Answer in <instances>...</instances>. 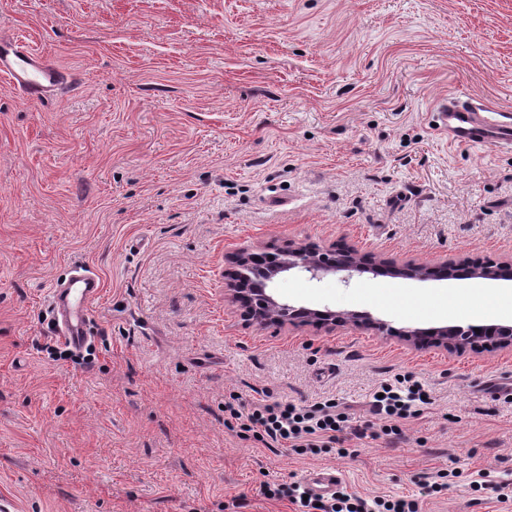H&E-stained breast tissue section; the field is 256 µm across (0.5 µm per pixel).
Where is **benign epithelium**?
Instances as JSON below:
<instances>
[{
	"mask_svg": "<svg viewBox=\"0 0 512 512\" xmlns=\"http://www.w3.org/2000/svg\"><path fill=\"white\" fill-rule=\"evenodd\" d=\"M232 265L230 280L224 284V301L235 303L250 297L249 315L255 322L266 326L306 327L314 331H332L346 324L370 328L395 338L408 346L429 345L450 354L461 356L481 349H512V326H496L494 332L483 336L467 326L432 327L428 329L395 328L368 314L316 310L295 307L276 300L267 293L269 283L280 274L298 270L310 274L312 279L336 272L364 273L367 268L355 247L336 254L327 250H312L290 246L275 254H264L243 245L226 254ZM386 270L419 281L443 278L448 280H503L512 278V260L499 263L474 264L466 258L443 259L436 263H422L413 258L401 263L385 262Z\"/></svg>",
	"mask_w": 512,
	"mask_h": 512,
	"instance_id": "obj_1",
	"label": "benign epithelium"
}]
</instances>
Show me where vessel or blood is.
Wrapping results in <instances>:
<instances>
[{
  "mask_svg": "<svg viewBox=\"0 0 512 512\" xmlns=\"http://www.w3.org/2000/svg\"><path fill=\"white\" fill-rule=\"evenodd\" d=\"M0 80L22 98L38 101L70 85L72 76L39 56L20 36L0 38ZM449 136L458 143L480 146L512 145V114L458 96L443 107ZM102 290L99 277L76 268L64 281L55 283L51 302L56 310V333L70 346L82 347L88 339L90 306Z\"/></svg>",
  "mask_w": 512,
  "mask_h": 512,
  "instance_id": "1",
  "label": "vessel or blood"
}]
</instances>
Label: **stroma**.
<instances>
[{
	"label": "stroma",
	"instance_id": "obj_1",
	"mask_svg": "<svg viewBox=\"0 0 512 512\" xmlns=\"http://www.w3.org/2000/svg\"><path fill=\"white\" fill-rule=\"evenodd\" d=\"M78 80L0 82V494L17 512H294L267 482L336 469L366 500L512 512V351L451 356L373 330L248 324L226 252L512 258V147L453 144L455 93L512 111V0H0ZM96 273L85 357L56 354L50 288ZM286 274L297 306L391 326L512 325L488 280ZM414 375L430 401L371 410ZM335 400L370 435L271 448L225 404Z\"/></svg>",
	"mask_w": 512,
	"mask_h": 512
}]
</instances>
